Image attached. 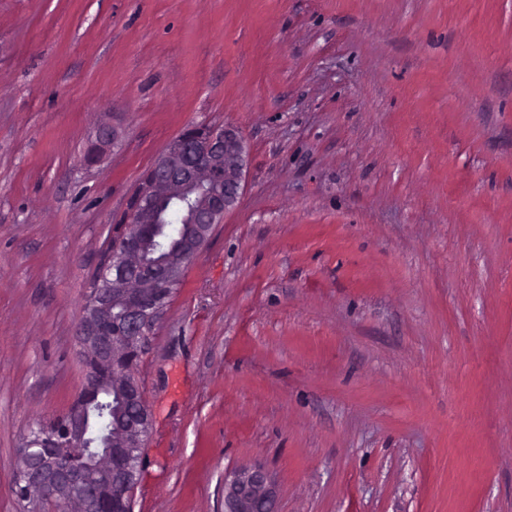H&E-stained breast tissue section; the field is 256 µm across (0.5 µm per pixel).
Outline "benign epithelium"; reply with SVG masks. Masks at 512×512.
<instances>
[{
  "label": "benign epithelium",
  "mask_w": 512,
  "mask_h": 512,
  "mask_svg": "<svg viewBox=\"0 0 512 512\" xmlns=\"http://www.w3.org/2000/svg\"><path fill=\"white\" fill-rule=\"evenodd\" d=\"M117 130H100L87 159L116 143ZM243 134L230 126L198 127L171 139L138 184L135 201L112 259L101 274L103 288L88 303L78 327L77 341L85 354V372L76 408L59 418L38 444L20 449L22 478L38 495H53L62 486L80 491L83 512H131L135 472L126 448L145 446L152 416L140 381L128 373L142 354L156 322L167 308L168 292L206 244L212 227L240 199L248 164ZM199 193L185 223L196 235L179 242L164 263L144 258L150 236L160 224L163 199ZM125 286L121 310H112L111 285ZM112 390V402L125 415L124 439L88 451L91 414L99 397ZM110 473L108 487L96 480L101 469ZM274 487L263 468L241 467L224 481V512H273Z\"/></svg>",
  "instance_id": "1"
}]
</instances>
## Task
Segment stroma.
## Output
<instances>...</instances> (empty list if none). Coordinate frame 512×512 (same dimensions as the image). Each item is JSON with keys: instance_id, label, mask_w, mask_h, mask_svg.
Listing matches in <instances>:
<instances>
[{"instance_id": "stroma-1", "label": "stroma", "mask_w": 512, "mask_h": 512, "mask_svg": "<svg viewBox=\"0 0 512 512\" xmlns=\"http://www.w3.org/2000/svg\"><path fill=\"white\" fill-rule=\"evenodd\" d=\"M249 147L135 368L132 512H512V0H0V512L143 174ZM122 133L96 162L99 127ZM274 487L260 466H245L224 481V512H274Z\"/></svg>"}]
</instances>
